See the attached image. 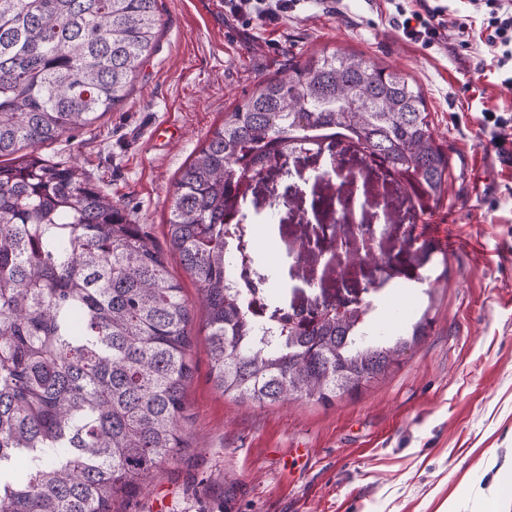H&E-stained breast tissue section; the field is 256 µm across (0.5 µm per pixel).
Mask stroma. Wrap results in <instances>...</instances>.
<instances>
[{
	"mask_svg": "<svg viewBox=\"0 0 512 512\" xmlns=\"http://www.w3.org/2000/svg\"><path fill=\"white\" fill-rule=\"evenodd\" d=\"M158 7L163 34L126 104L41 149L77 163L157 244L166 242L175 178L225 110L313 50L361 52L413 77L435 138L448 147L450 176L442 207L418 228L427 262L405 257L385 273L355 266L342 276L323 256L290 254L330 221L320 202L331 190L313 179L326 157L290 158L249 194L247 222L262 225L277 256L257 268L283 283L271 302H301L312 279L365 301L420 276L434 291H412L407 310L383 314L394 330L432 303L436 323L425 343L385 380L329 406L305 398L259 406L217 392L198 291L170 258L197 338L189 446L123 512H512V165L481 124L485 108L512 114V86L476 70L487 55L479 30L468 47L459 44V18L477 15L478 4L459 0L447 46L429 49L390 26L386 0H302L263 27L225 18L224 0ZM345 170L353 179L340 199L339 234L389 214L395 223L383 247L397 250L407 229L401 191L360 157Z\"/></svg>",
	"mask_w": 512,
	"mask_h": 512,
	"instance_id": "1",
	"label": "stroma"
}]
</instances>
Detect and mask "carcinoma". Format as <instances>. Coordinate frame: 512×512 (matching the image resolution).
Returning a JSON list of instances; mask_svg holds the SVG:
<instances>
[{
  "instance_id": "cac0c4a2",
  "label": "carcinoma",
  "mask_w": 512,
  "mask_h": 512,
  "mask_svg": "<svg viewBox=\"0 0 512 512\" xmlns=\"http://www.w3.org/2000/svg\"><path fill=\"white\" fill-rule=\"evenodd\" d=\"M158 0H0V512H119L186 447L193 316L144 225L75 164L38 152L122 105L155 52ZM378 159L427 215L448 189L416 81L358 52L288 61L224 113L173 184L168 248L205 311L210 377L245 403L357 396L432 331L361 340L373 308L320 288L304 317L275 306L273 346L226 286L227 246L249 239L243 179L336 137ZM27 153L20 154V151Z\"/></svg>"
}]
</instances>
